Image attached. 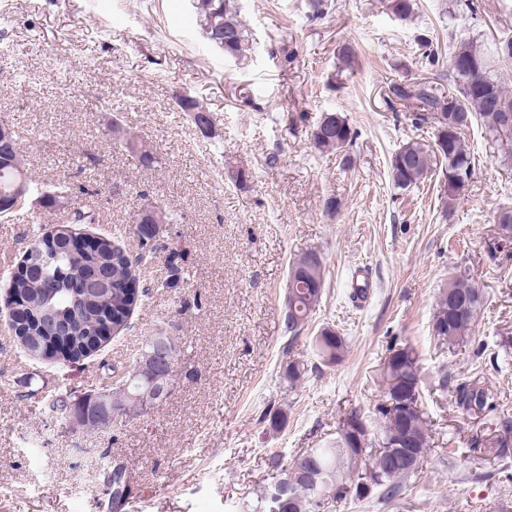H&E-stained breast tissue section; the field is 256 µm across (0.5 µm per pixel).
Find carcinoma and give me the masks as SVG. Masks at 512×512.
<instances>
[{"label":"carcinoma","instance_id":"obj_1","mask_svg":"<svg viewBox=\"0 0 512 512\" xmlns=\"http://www.w3.org/2000/svg\"><path fill=\"white\" fill-rule=\"evenodd\" d=\"M191 6L209 44L224 51L227 57L242 54L246 39L238 0H191ZM383 7L394 17L408 20L414 15L415 0H384ZM500 56L512 58V40L493 43L491 51L462 41L449 58L448 95L439 98L423 83L413 90L402 85L392 87L394 97H413L422 109L435 111L439 116L433 144L407 142L392 156L390 173L397 187L407 189L423 181L432 160L439 157L444 164L446 197L454 200L466 186L456 179V174L474 168L462 132L475 117L483 121L503 153L512 155V111L501 110L503 102L512 108V93L493 76L494 62ZM112 132L120 133L124 148L142 163L155 162L156 156L144 140L122 136L121 124L116 119L112 120ZM311 140L320 152H337L351 144L353 132L345 117L327 113L312 130ZM24 185H30V181L23 164L0 165V214L10 213V201ZM90 220L87 211L74 210L71 221L47 234L35 248L36 255L28 257L37 265V273L31 275L21 270L9 281L12 293L22 300L23 307V317L15 321V341L23 349L34 348L63 364L78 363L98 352L109 340L99 335L98 329L109 322L112 333L122 331L143 296L137 264L110 239L96 237L86 251L69 250V241ZM167 220L173 222L175 217L148 210L138 215L135 233L149 240L156 225ZM97 276L112 286V301L105 299V291L84 294L78 290L79 285ZM289 280L296 287L288 289L286 330L294 341L322 298L323 260L315 252L299 256L291 264ZM481 306L478 288L460 279L448 281L433 311L434 335L450 350L467 346ZM345 348V338L336 330L329 326L321 328L314 340L318 364L310 366L288 359L284 369L288 384H298L313 368L339 364ZM383 373V396L372 409L379 431L371 434L363 414L352 410L339 423L333 444L293 456L279 476L283 491L278 512H330L333 504L347 500H372L386 506L401 499L406 480L417 473L430 450L431 436L414 351L407 345L391 349ZM173 382L174 366L136 362L126 386L112 393V409L117 412L115 422L130 419L131 396L151 386ZM440 385L451 387L452 404L461 413L477 416L496 411L502 415L503 435L491 452L500 461L511 458L512 417L483 381L474 376L455 379L446 373ZM79 409L77 392L72 390L55 395L48 403L52 415L65 423Z\"/></svg>","mask_w":512,"mask_h":512}]
</instances>
